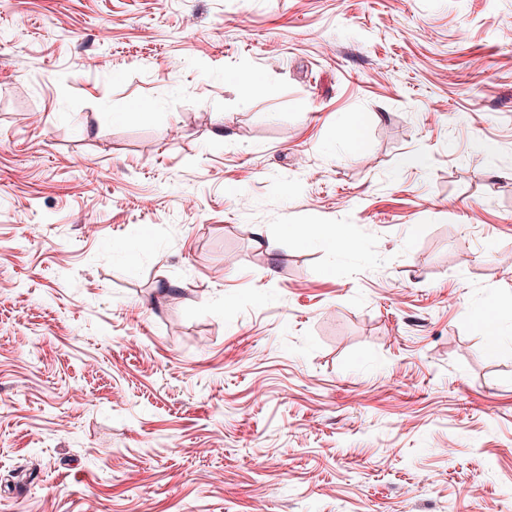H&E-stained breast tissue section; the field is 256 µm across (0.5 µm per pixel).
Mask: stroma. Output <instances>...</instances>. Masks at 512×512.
<instances>
[{"mask_svg":"<svg viewBox=\"0 0 512 512\" xmlns=\"http://www.w3.org/2000/svg\"><path fill=\"white\" fill-rule=\"evenodd\" d=\"M0 512H512V0H0Z\"/></svg>","mask_w":512,"mask_h":512,"instance_id":"stroma-1","label":"stroma"}]
</instances>
